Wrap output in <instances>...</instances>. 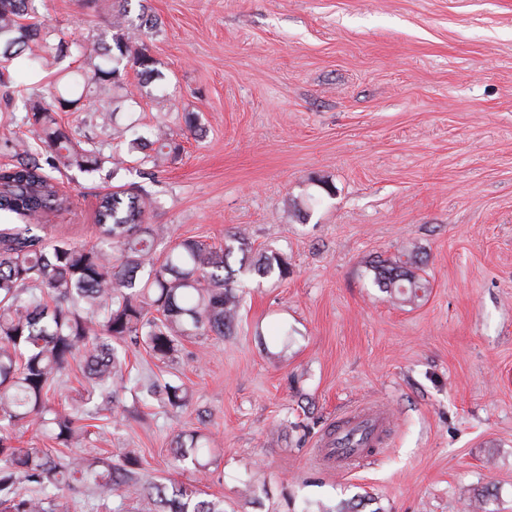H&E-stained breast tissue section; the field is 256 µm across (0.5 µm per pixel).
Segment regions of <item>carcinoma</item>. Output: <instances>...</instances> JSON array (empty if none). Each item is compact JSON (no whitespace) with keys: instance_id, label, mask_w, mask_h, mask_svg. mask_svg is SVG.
<instances>
[{"instance_id":"cac0c4a2","label":"carcinoma","mask_w":512,"mask_h":512,"mask_svg":"<svg viewBox=\"0 0 512 512\" xmlns=\"http://www.w3.org/2000/svg\"><path fill=\"white\" fill-rule=\"evenodd\" d=\"M30 2L0 0V85L10 84L15 66L41 70L69 58L79 66L56 79L51 102L29 101L22 123L32 140L5 142L15 163L0 168V213L20 220L0 224V512H73L75 500L62 494L64 489L86 492L99 512L122 487L140 483L141 512H224V502L202 498L195 485L143 483L135 448L113 463L15 445L17 431L29 426L65 448L91 440L96 433L82 424L88 415L84 406L95 401L97 410H105L126 389L123 347L141 345L166 363L188 339L230 336L239 319L241 283L289 274L282 255L253 256L242 230L227 234L219 248L184 239L158 250L167 231L147 223L152 200L124 184L99 197V243L51 241L43 234L39 219L70 205L53 172L64 167L92 174L109 163L115 178L123 169L104 144L62 127L56 112L80 111L93 86L135 99L123 73L130 66L147 78L155 60L121 34L128 26L124 7L112 15V28L120 34L89 47L35 19ZM92 112L96 126L110 133L111 107L100 104ZM150 146L151 152L137 157L142 167L180 153V144L162 129ZM369 270L373 285L394 300L415 303L429 288L419 274L422 259L413 253L377 260ZM77 359L89 383L86 398L56 408L51 403L56 384ZM148 391L173 408L190 399L189 389L175 380H157ZM210 453L211 440L200 430L174 440V462L189 461L200 474L208 470Z\"/></svg>"}]
</instances>
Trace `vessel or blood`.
Listing matches in <instances>:
<instances>
[{
	"instance_id": "b4317fda",
	"label": "vessel or blood",
	"mask_w": 512,
	"mask_h": 512,
	"mask_svg": "<svg viewBox=\"0 0 512 512\" xmlns=\"http://www.w3.org/2000/svg\"><path fill=\"white\" fill-rule=\"evenodd\" d=\"M391 424L388 411L377 403H364L350 411L345 418L341 432L352 436L356 444L347 448L337 438H324L317 450L321 462L348 469L366 459L367 449L384 445L385 432Z\"/></svg>"
}]
</instances>
